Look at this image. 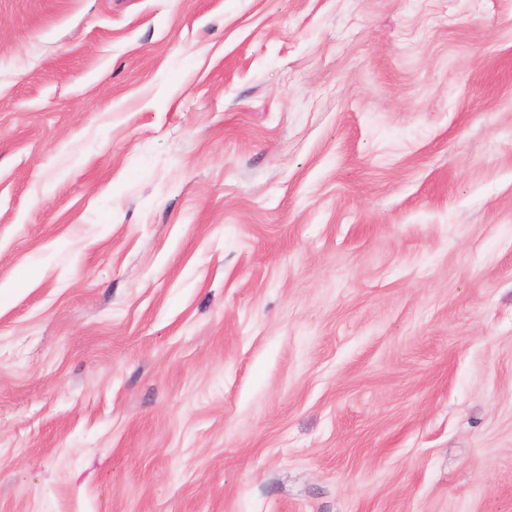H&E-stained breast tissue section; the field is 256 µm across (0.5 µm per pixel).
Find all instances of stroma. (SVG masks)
<instances>
[{"mask_svg": "<svg viewBox=\"0 0 512 512\" xmlns=\"http://www.w3.org/2000/svg\"><path fill=\"white\" fill-rule=\"evenodd\" d=\"M0 512H512V0H0Z\"/></svg>", "mask_w": 512, "mask_h": 512, "instance_id": "35a3bbf8", "label": "stroma"}]
</instances>
